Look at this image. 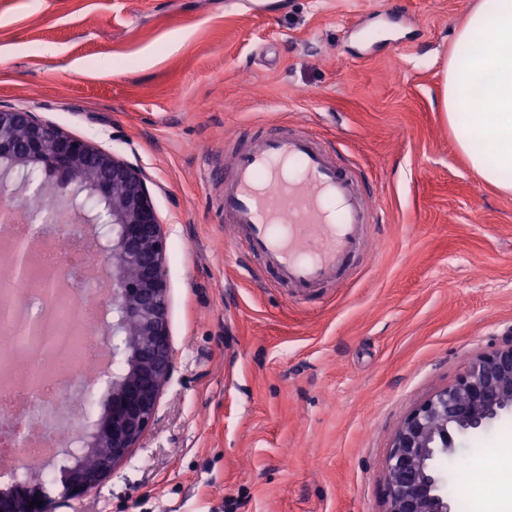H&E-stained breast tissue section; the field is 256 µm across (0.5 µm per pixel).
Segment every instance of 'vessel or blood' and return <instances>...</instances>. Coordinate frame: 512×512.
Returning a JSON list of instances; mask_svg holds the SVG:
<instances>
[{"label":"vessel or blood","mask_w":512,"mask_h":512,"mask_svg":"<svg viewBox=\"0 0 512 512\" xmlns=\"http://www.w3.org/2000/svg\"><path fill=\"white\" fill-rule=\"evenodd\" d=\"M229 157L224 219L239 225L249 252L287 288L341 280L378 221L356 167L303 131L253 136Z\"/></svg>","instance_id":"vessel-or-blood-1"}]
</instances>
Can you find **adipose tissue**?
<instances>
[{"instance_id": "1", "label": "adipose tissue", "mask_w": 512, "mask_h": 512, "mask_svg": "<svg viewBox=\"0 0 512 512\" xmlns=\"http://www.w3.org/2000/svg\"><path fill=\"white\" fill-rule=\"evenodd\" d=\"M472 102L485 111L466 112ZM442 105L471 168L512 195V0H479L457 28L443 66Z\"/></svg>"}]
</instances>
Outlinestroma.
Instances as JSON below:
<instances>
[{"mask_svg":"<svg viewBox=\"0 0 512 512\" xmlns=\"http://www.w3.org/2000/svg\"><path fill=\"white\" fill-rule=\"evenodd\" d=\"M477 0H0V109L139 168L167 238L173 372L99 488L53 512H382L393 435L512 329V196L440 110ZM305 125L379 212L345 281L276 285L224 221L227 143ZM468 439L455 512L505 485Z\"/></svg>","mask_w":512,"mask_h":512,"instance_id":"1","label":"stroma"}]
</instances>
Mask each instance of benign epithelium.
I'll list each match as a JSON object with an SVG mask.
<instances>
[{"label":"benign epithelium","mask_w":512,"mask_h":512,"mask_svg":"<svg viewBox=\"0 0 512 512\" xmlns=\"http://www.w3.org/2000/svg\"><path fill=\"white\" fill-rule=\"evenodd\" d=\"M0 192L9 209L32 191L58 205L60 227L77 226L82 236L112 262L103 284L109 298L106 336L112 360L123 372L112 377L107 412L85 421L86 468H63L53 484L60 495L78 498L105 482L140 444L172 374L173 351L167 321L166 238L146 178L140 170L87 139L70 135L26 110H0ZM62 181L49 183L41 166ZM95 197L109 202L102 216L89 207ZM23 242L9 243L15 277L28 282ZM512 416V335L489 353L468 360L452 384L414 408L396 431L385 460L383 512H453L449 477L468 435ZM51 484V485H53ZM39 471L0 494V512H51L55 498ZM37 500L43 505L29 506Z\"/></svg>","instance_id":"obj_1"}]
</instances>
